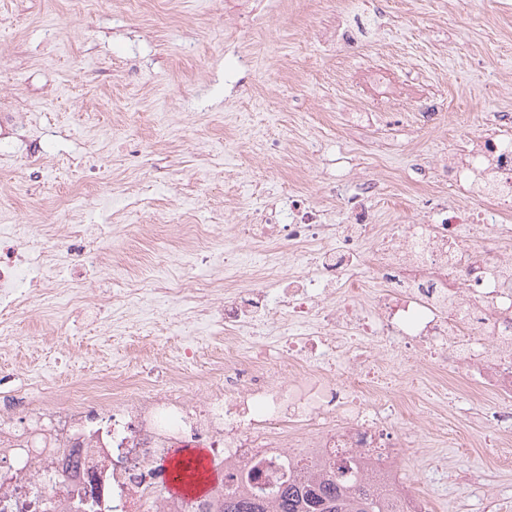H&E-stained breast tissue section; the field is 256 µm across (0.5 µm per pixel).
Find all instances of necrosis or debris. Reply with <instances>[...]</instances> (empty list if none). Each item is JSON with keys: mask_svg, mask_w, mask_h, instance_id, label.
I'll return each instance as SVG.
<instances>
[{"mask_svg": "<svg viewBox=\"0 0 512 512\" xmlns=\"http://www.w3.org/2000/svg\"><path fill=\"white\" fill-rule=\"evenodd\" d=\"M471 142L470 155L442 174L491 209L441 204L428 223L384 227L369 206L376 183L335 186L345 223L292 197L287 223L257 213L233 226L220 252L194 224L178 247L184 275L169 274L162 258L107 300L81 287L102 265L100 253L84 251L92 225H11L0 240L1 345L22 340L17 283L29 278L51 331L78 312L112 316L113 335L124 336L164 306L181 321L222 328L224 358L192 374L185 365L196 353L185 348L173 364L141 368L118 386L84 378L50 413L1 395L0 415L14 424L0 428V512H82L91 494L101 512H186L159 493L160 463L173 444L197 442L208 443L232 489L257 468L270 481L287 478L298 456L352 457L387 497L429 512L405 496L394 459L418 447L416 418L447 430L453 385H468L475 403L496 395L488 414L503 428L500 446L512 445V260L502 256L512 239V140ZM288 256L296 273L285 270ZM244 274L253 287H239ZM397 379L425 385V405L395 402Z\"/></svg>", "mask_w": 512, "mask_h": 512, "instance_id": "1", "label": "necrosis or debris"}]
</instances>
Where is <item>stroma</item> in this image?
Masks as SVG:
<instances>
[{
	"label": "stroma",
	"mask_w": 512,
	"mask_h": 512,
	"mask_svg": "<svg viewBox=\"0 0 512 512\" xmlns=\"http://www.w3.org/2000/svg\"><path fill=\"white\" fill-rule=\"evenodd\" d=\"M360 2L0 0V193L28 188L0 225L54 223L79 195L134 274L175 251L181 225L220 241L291 195L343 223L337 184L379 181L378 223H427L449 197L443 164L488 113H512V0ZM342 22L353 43L337 39ZM18 319L29 343L0 347V377L22 395L104 362L160 367L179 346L202 368L224 353L209 330L164 319L166 351L112 340L108 321L46 335L34 303ZM453 397L446 436L422 421L424 447L400 457L405 483L432 512H512V447L488 461L494 427L465 390Z\"/></svg>",
	"instance_id": "1"
}]
</instances>
